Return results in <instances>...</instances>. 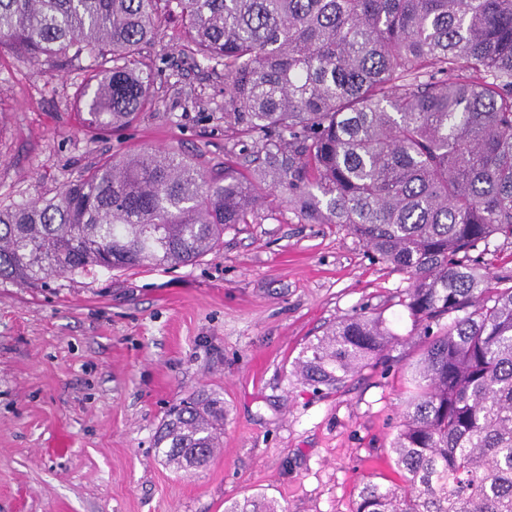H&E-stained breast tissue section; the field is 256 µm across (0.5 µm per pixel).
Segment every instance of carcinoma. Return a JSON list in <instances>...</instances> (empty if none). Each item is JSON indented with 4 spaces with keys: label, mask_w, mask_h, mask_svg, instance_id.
I'll use <instances>...</instances> for the list:
<instances>
[{
    "label": "carcinoma",
    "mask_w": 512,
    "mask_h": 512,
    "mask_svg": "<svg viewBox=\"0 0 512 512\" xmlns=\"http://www.w3.org/2000/svg\"><path fill=\"white\" fill-rule=\"evenodd\" d=\"M163 16L185 25L195 66L224 72L231 138L256 165L232 151L221 170L153 148L105 159L0 206V279L189 264L255 223L266 185L409 276L423 349L390 443L400 482H362L354 512H512V276L471 256L512 240V0H0V50L89 69L87 122L113 129L149 104L136 54ZM395 342L383 317H350L295 373L333 389ZM223 427L224 402L193 397L155 447L200 467ZM225 512L278 507L252 496Z\"/></svg>",
    "instance_id": "cac0c4a2"
}]
</instances>
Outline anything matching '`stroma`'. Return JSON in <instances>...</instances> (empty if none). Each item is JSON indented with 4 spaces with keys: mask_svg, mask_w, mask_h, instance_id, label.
<instances>
[{
    "mask_svg": "<svg viewBox=\"0 0 512 512\" xmlns=\"http://www.w3.org/2000/svg\"><path fill=\"white\" fill-rule=\"evenodd\" d=\"M141 58L150 105L101 132L76 96L82 71L0 53V204L54 194L144 146L223 165V77L193 66L183 26L167 19ZM408 286L357 236L302 220L275 194L256 223L186 266L45 288L0 280V512H224L258 494L283 512H353L364 479L394 476L388 450L421 351L400 303ZM374 313L399 336L384 355L333 390L294 376L328 325ZM202 390L224 402L221 447L177 471L154 440L170 408Z\"/></svg>",
    "mask_w": 512,
    "mask_h": 512,
    "instance_id": "obj_1",
    "label": "stroma"
}]
</instances>
